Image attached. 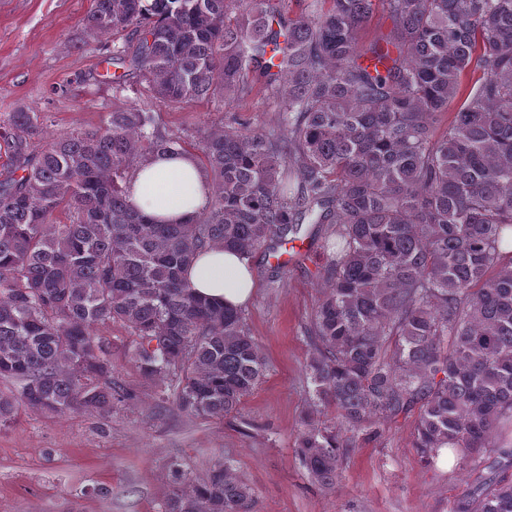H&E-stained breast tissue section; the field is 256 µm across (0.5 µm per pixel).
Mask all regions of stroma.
I'll return each instance as SVG.
<instances>
[{"label": "stroma", "instance_id": "obj_1", "mask_svg": "<svg viewBox=\"0 0 512 512\" xmlns=\"http://www.w3.org/2000/svg\"><path fill=\"white\" fill-rule=\"evenodd\" d=\"M92 7L93 0H0V116L51 113L41 133L46 143L97 128L107 112L129 107L155 113L161 134L193 142L236 122L276 125L280 106L259 86L236 108L214 100L175 105L136 79L113 91L104 53L112 39L84 32ZM330 230L304 225L305 256L278 271L253 254L257 288L244 312L267 371L237 411L204 421L160 408L163 387L141 377L130 336L117 325L99 327L112 343V376L134 399L108 420L84 410L48 418L20 409L0 426V512H158L170 460L198 478L219 456L252 487V512H450L479 473L454 457L422 467L412 446L414 417L358 439L328 489L311 482L296 456L307 329L326 283L322 244Z\"/></svg>", "mask_w": 512, "mask_h": 512}]
</instances>
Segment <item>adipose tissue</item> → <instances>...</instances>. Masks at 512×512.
<instances>
[{
  "mask_svg": "<svg viewBox=\"0 0 512 512\" xmlns=\"http://www.w3.org/2000/svg\"><path fill=\"white\" fill-rule=\"evenodd\" d=\"M210 180L189 153L154 154L134 167L127 198L141 212L168 224H184L207 206ZM185 276L193 291L218 305L244 307L255 291L250 259L243 253L213 246L201 252Z\"/></svg>",
  "mask_w": 512,
  "mask_h": 512,
  "instance_id": "ef3b65f1",
  "label": "adipose tissue"
}]
</instances>
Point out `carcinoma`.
<instances>
[{"mask_svg":"<svg viewBox=\"0 0 512 512\" xmlns=\"http://www.w3.org/2000/svg\"><path fill=\"white\" fill-rule=\"evenodd\" d=\"M94 0L90 36L172 103L252 92L280 102L269 130L225 126L200 142L206 209L189 224L136 211L126 183L155 153L186 150L130 108L40 144L48 116L0 117V425L17 407L112 417L135 397L112 382L122 326L141 375L184 413L222 420L265 359L243 310L193 293L185 271L222 245L274 257L301 226L330 224V284L311 316V384L296 454L332 485L353 439L417 413L425 467L448 449L491 472L512 465V0ZM392 28L366 45L376 5ZM453 117L438 132L441 117ZM336 410V421L317 416ZM161 512H251L253 491L216 460H174ZM452 512H512V479L483 477Z\"/></svg>","mask_w":512,"mask_h":512,"instance_id":"1","label":"carcinoma"}]
</instances>
